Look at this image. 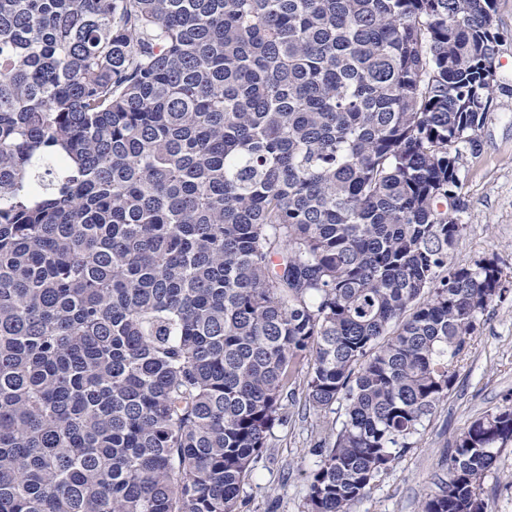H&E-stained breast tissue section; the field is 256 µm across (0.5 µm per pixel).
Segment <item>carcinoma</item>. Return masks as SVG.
I'll use <instances>...</instances> for the list:
<instances>
[{
  "instance_id": "cac0c4a2",
  "label": "carcinoma",
  "mask_w": 512,
  "mask_h": 512,
  "mask_svg": "<svg viewBox=\"0 0 512 512\" xmlns=\"http://www.w3.org/2000/svg\"><path fill=\"white\" fill-rule=\"evenodd\" d=\"M494 0H0V512H239L284 392L351 512L448 396ZM512 403L420 512H488Z\"/></svg>"
}]
</instances>
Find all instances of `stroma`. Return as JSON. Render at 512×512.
I'll list each match as a JSON object with an SVG mask.
<instances>
[{
  "instance_id": "stroma-1",
  "label": "stroma",
  "mask_w": 512,
  "mask_h": 512,
  "mask_svg": "<svg viewBox=\"0 0 512 512\" xmlns=\"http://www.w3.org/2000/svg\"><path fill=\"white\" fill-rule=\"evenodd\" d=\"M501 40L496 59L500 89L478 131L476 150H464L459 176L465 229L451 253L454 264L493 256L512 275V0H496ZM453 387L425 421L411 448L358 500L352 512H418L424 492L448 471L452 437L470 421L512 398V288L480 318L456 367ZM306 372L285 391L281 414L244 487L242 512H302L308 477L319 457L324 422L342 420V407L317 415L307 402ZM482 495L490 512H512V444L487 473Z\"/></svg>"
}]
</instances>
